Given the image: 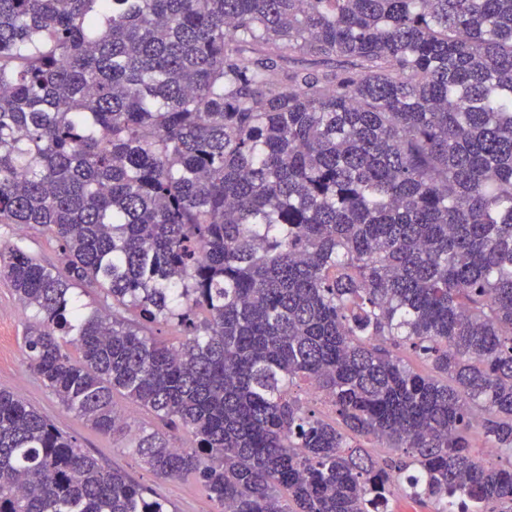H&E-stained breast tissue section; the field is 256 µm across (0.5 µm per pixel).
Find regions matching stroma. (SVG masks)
<instances>
[{
  "instance_id": "obj_1",
  "label": "stroma",
  "mask_w": 512,
  "mask_h": 512,
  "mask_svg": "<svg viewBox=\"0 0 512 512\" xmlns=\"http://www.w3.org/2000/svg\"><path fill=\"white\" fill-rule=\"evenodd\" d=\"M26 311L8 284L0 279V388L18 392L77 445L106 465L121 470L143 485L151 495L165 500L170 512H213L203 484L194 476L159 478L149 471L133 451L134 439L141 433L163 430L164 425L137 403L116 396L115 403L126 411V434L106 437L82 424L59 404L24 364L22 336Z\"/></svg>"
}]
</instances>
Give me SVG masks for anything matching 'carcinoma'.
Returning a JSON list of instances; mask_svg holds the SVG:
<instances>
[{
	"label": "carcinoma",
	"mask_w": 512,
	"mask_h": 512,
	"mask_svg": "<svg viewBox=\"0 0 512 512\" xmlns=\"http://www.w3.org/2000/svg\"><path fill=\"white\" fill-rule=\"evenodd\" d=\"M0 224L27 369L214 512H512V0H0ZM0 512L168 505L1 388ZM0 244H18L45 263L53 264L57 261V253L52 243L44 238L25 237L14 224H0Z\"/></svg>",
	"instance_id": "cac0c4a2"
}]
</instances>
